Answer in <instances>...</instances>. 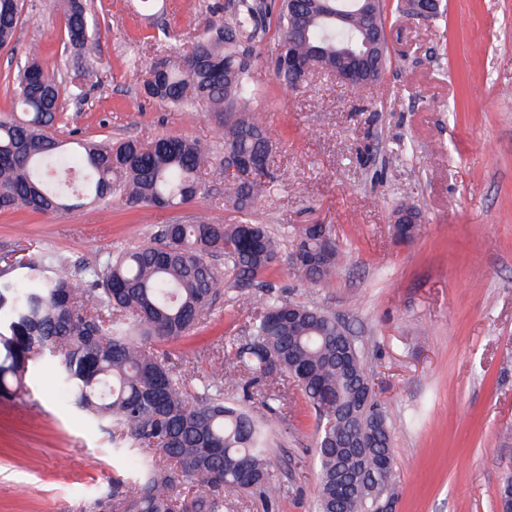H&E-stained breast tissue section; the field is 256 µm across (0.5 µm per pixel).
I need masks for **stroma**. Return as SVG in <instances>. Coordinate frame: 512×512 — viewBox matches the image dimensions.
Listing matches in <instances>:
<instances>
[{
    "mask_svg": "<svg viewBox=\"0 0 512 512\" xmlns=\"http://www.w3.org/2000/svg\"><path fill=\"white\" fill-rule=\"evenodd\" d=\"M386 0L391 64L355 88L319 71L284 90L265 65L272 38L256 45L253 107L273 140L276 175L251 219L267 225L283 256L264 274L274 294L346 322L385 407L395 452L396 512H499L512 474V0H442L424 20ZM95 46L67 47L56 0H23L13 42L0 48V111L32 58L80 77L65 96L59 137L180 134L221 154L207 113L146 97L151 66L170 58L162 29L196 36L224 22L228 0H87ZM419 209L412 240L397 241V209ZM204 215L238 221L224 186L206 181L190 204L144 212L115 201L59 214L0 212V268L36 252L82 279L112 251L155 225ZM308 224H327L345 263L329 282L295 276L287 261ZM225 289L207 327L166 343L188 385L213 372L225 339L244 336L254 312ZM226 399L266 414L267 382L225 361ZM271 439L287 493L276 512H312L318 463L316 416L295 384L284 387ZM14 409L0 411V512H85L104 495L116 462L112 441L71 409L56 375L38 365Z\"/></svg>",
    "mask_w": 512,
    "mask_h": 512,
    "instance_id": "35a3bbf8",
    "label": "stroma"
}]
</instances>
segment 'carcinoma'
I'll list each match as a JSON object with an SVG mask.
<instances>
[{
    "mask_svg": "<svg viewBox=\"0 0 512 512\" xmlns=\"http://www.w3.org/2000/svg\"><path fill=\"white\" fill-rule=\"evenodd\" d=\"M64 33L79 50L94 48L85 0H61ZM362 0H233L230 16L174 50L162 72H149L145 93L175 107H204L233 156L258 154L264 169L233 178L225 201L235 224L206 218L157 225L154 236L113 255L79 287L53 271V261H18L0 270V396L21 391L29 368L53 362L66 402L112 435V454L139 452L132 481L112 478V492L86 512H224V490L257 491L274 502L282 483L270 463L266 432L253 413L224 399V385L191 388L156 345L206 324L224 287L213 260L231 264L241 288L279 261V242L250 224L267 193L273 141L250 107L254 45L277 41L269 59L277 82L304 84L288 70V53L308 73L336 72L351 44L361 48L384 34L383 4L375 17ZM20 0H0V47L9 45ZM60 69L38 61L20 71L11 110L0 113V211L27 208L69 212L116 199L132 208L163 211L194 201L211 150L184 135L148 145L134 138L59 140L46 134L63 116ZM325 224L302 229L289 257L294 274L328 282L340 253H321ZM25 271L21 277L12 276ZM248 334L224 342L218 365L230 358L256 378L289 377L316 415L318 493L315 512H368L370 495L393 497L395 459L385 412L375 401L361 348L327 311L274 294L259 297ZM203 490L189 496L185 484Z\"/></svg>",
    "mask_w": 512,
    "mask_h": 512,
    "instance_id": "1",
    "label": "carcinoma"
}]
</instances>
